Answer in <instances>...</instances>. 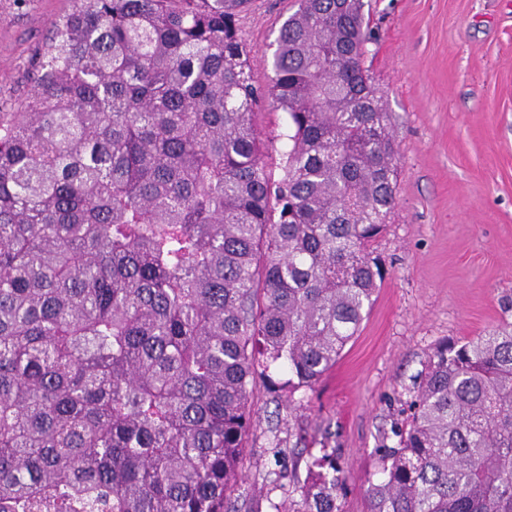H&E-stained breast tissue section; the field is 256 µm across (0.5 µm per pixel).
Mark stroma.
<instances>
[{"mask_svg": "<svg viewBox=\"0 0 512 512\" xmlns=\"http://www.w3.org/2000/svg\"><path fill=\"white\" fill-rule=\"evenodd\" d=\"M364 60L396 132L395 212L373 251L387 271L357 336L315 389L271 366L236 512H286L311 456L350 473L344 512H368L376 450L396 443L433 349L512 323V0H363ZM73 0H0V112L17 111L52 23ZM296 0H253L239 26L253 76Z\"/></svg>", "mask_w": 512, "mask_h": 512, "instance_id": "obj_1", "label": "stroma"}]
</instances>
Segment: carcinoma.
Returning <instances> with one entry per match:
<instances>
[{"mask_svg": "<svg viewBox=\"0 0 512 512\" xmlns=\"http://www.w3.org/2000/svg\"><path fill=\"white\" fill-rule=\"evenodd\" d=\"M74 0L0 112V512H232L258 358L313 388L384 281L397 144L361 0ZM286 116L288 148L256 124ZM369 512H512V324L435 348ZM293 512H343L324 454ZM296 9V0H253L250 8L240 14L239 26L253 48L252 68L257 83L268 82L271 67L267 57L272 52L268 45L274 41L284 18ZM258 112L261 113L257 116V124L263 138L276 139L282 131L281 113L269 107H264Z\"/></svg>", "mask_w": 512, "mask_h": 512, "instance_id": "obj_1", "label": "carcinoma"}]
</instances>
